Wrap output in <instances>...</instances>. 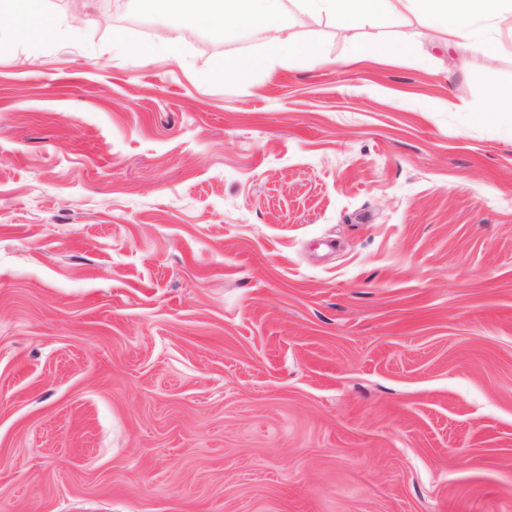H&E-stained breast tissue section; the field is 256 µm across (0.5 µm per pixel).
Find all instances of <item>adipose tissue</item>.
<instances>
[{
    "label": "adipose tissue",
    "mask_w": 512,
    "mask_h": 512,
    "mask_svg": "<svg viewBox=\"0 0 512 512\" xmlns=\"http://www.w3.org/2000/svg\"><path fill=\"white\" fill-rule=\"evenodd\" d=\"M160 12L176 15L182 28L210 29L233 38L255 28L271 37L258 52L224 59L218 65L225 81L248 82L270 70L273 63L303 57L318 66L328 59L313 42L293 43L279 35L286 21L285 0H148ZM305 11L330 17L337 27L355 29L378 17L418 14L426 26L447 32L450 42L467 38L477 25L499 26L506 0H298ZM22 8L26 21L13 35L25 42L32 57H39L46 42L70 33L65 18L51 14L49 0H0V13Z\"/></svg>",
    "instance_id": "ef3b65f1"
}]
</instances>
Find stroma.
I'll return each mask as SVG.
<instances>
[{
	"instance_id": "stroma-1",
	"label": "stroma",
	"mask_w": 512,
	"mask_h": 512,
	"mask_svg": "<svg viewBox=\"0 0 512 512\" xmlns=\"http://www.w3.org/2000/svg\"><path fill=\"white\" fill-rule=\"evenodd\" d=\"M50 5L0 40V512H512V52L289 0L333 66L229 85L267 32ZM23 1V14L30 20L41 18L46 23L32 25L30 22L18 24L13 35L16 39L25 42L33 59H38L43 45L48 41H61L63 37L72 34L65 18L49 13V0H1L0 13L14 12L17 2ZM131 52L139 58H149L159 52L177 57L181 55V43L177 38L160 37L149 45H133Z\"/></svg>"
}]
</instances>
